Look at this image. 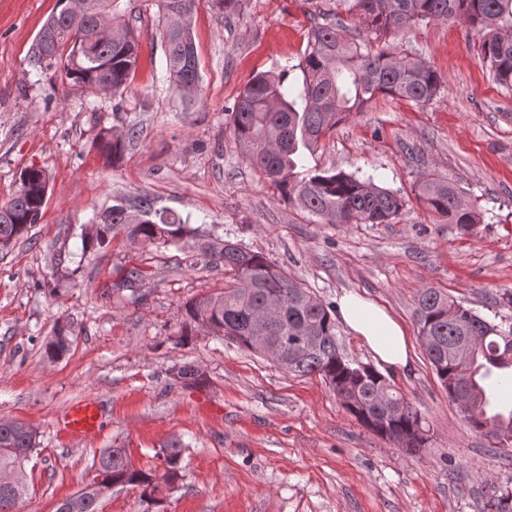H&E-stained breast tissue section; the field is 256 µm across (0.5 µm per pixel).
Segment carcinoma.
Instances as JSON below:
<instances>
[{"label": "carcinoma", "instance_id": "obj_1", "mask_svg": "<svg viewBox=\"0 0 512 512\" xmlns=\"http://www.w3.org/2000/svg\"><path fill=\"white\" fill-rule=\"evenodd\" d=\"M82 8L53 13L38 34L34 57L39 64L61 63L65 79L75 86L100 88L123 95L137 69L139 42L128 24L114 26L112 0H77ZM197 0H159L165 19L162 42L170 85L182 95L196 93L200 80L191 15ZM348 11L376 37L395 34L419 22L461 20L482 34L481 60L493 79L512 85V0H350ZM298 67L302 89L285 86L288 70L257 74L239 94L230 110L232 134L243 159L269 179L288 203L318 218L320 224H392L404 208L398 193L373 179L344 171L318 170L299 179L295 175L303 150L331 133L377 96L426 104L439 92L440 77L425 61L381 49L373 51L346 33L341 20L315 24ZM102 157L115 163L123 148L120 135L99 136ZM49 177L42 168L20 172L19 187L0 205V250L27 234L41 219ZM419 198L442 221L470 232L481 214L465 192L435 170L417 179ZM116 233L137 241L143 249L182 245L201 252L224 267L229 281L224 292L187 304L188 324L204 327L238 346L263 354L262 346L277 343L295 353L284 371L299 376L318 374L343 400L346 410L377 436L407 453L426 447L427 430L412 441L407 430L423 417L404 395L377 370L342 356L332 309L310 289L288 276L261 252H254L220 236L207 234L181 217L153 209L143 200L137 214L112 206L82 244L107 246ZM417 323L426 355L448 398L456 401L460 389L472 399L464 415L476 431L492 435L512 430V409L491 407L490 384L512 388V330L480 317L437 288L419 291ZM70 331L56 328L45 346L55 360L69 348ZM400 402L406 413L391 415L383 401ZM39 448L37 432L16 421L0 420V472L9 471L12 483L0 484V512H16L27 492L25 464ZM181 446L162 451L163 479L153 471L131 466L124 448H106L93 459L96 481L63 499L56 512H98L100 496L118 486L141 489L155 501L182 478ZM486 509L512 512V490L488 485Z\"/></svg>", "mask_w": 512, "mask_h": 512}]
</instances>
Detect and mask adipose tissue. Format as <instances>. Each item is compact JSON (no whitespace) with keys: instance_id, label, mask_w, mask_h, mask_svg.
Returning a JSON list of instances; mask_svg holds the SVG:
<instances>
[{"instance_id":"ef3b65f1","label":"adipose tissue","mask_w":512,"mask_h":512,"mask_svg":"<svg viewBox=\"0 0 512 512\" xmlns=\"http://www.w3.org/2000/svg\"><path fill=\"white\" fill-rule=\"evenodd\" d=\"M340 321L366 342L383 364L405 368L412 361L409 340L399 322L384 309L356 294L344 295L339 303Z\"/></svg>"}]
</instances>
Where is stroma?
<instances>
[{"label":"stroma","instance_id":"obj_1","mask_svg":"<svg viewBox=\"0 0 512 512\" xmlns=\"http://www.w3.org/2000/svg\"><path fill=\"white\" fill-rule=\"evenodd\" d=\"M58 0H0V204L37 166L49 176L42 217L0 251V419L37 429L18 512H56L91 479L94 456L123 448L134 468L163 474V448L179 442L182 480L161 501L112 489L100 512H484L489 484L512 489V446L472 430L442 388L417 324L416 299L441 289L501 328L512 327V86L481 61V37L459 21L420 23L383 40L429 63L441 85L430 103L376 98L306 155L314 169L373 176L405 207L392 224H318L241 157L228 107L261 72L297 65L307 32L344 21L342 0H201L193 14L199 90L185 97L165 75L158 0H113L132 20L138 68L121 96L79 88L32 48ZM137 133L105 165L100 132ZM438 169L483 213L470 232L439 221L417 197L419 173ZM155 209L264 253L337 306L352 292L405 327L413 362L377 363L337 325L347 359L377 367L421 413L431 440L408 454L373 435L322 378L297 377L206 330L179 333L188 302L220 293L224 270L173 247L146 251L123 237L83 249L81 232L112 205ZM139 269L135 290L119 282ZM70 347L47 359L56 325ZM193 364L196 386L175 367ZM90 400L99 430L56 421Z\"/></svg>","mask_w":512,"mask_h":512}]
</instances>
